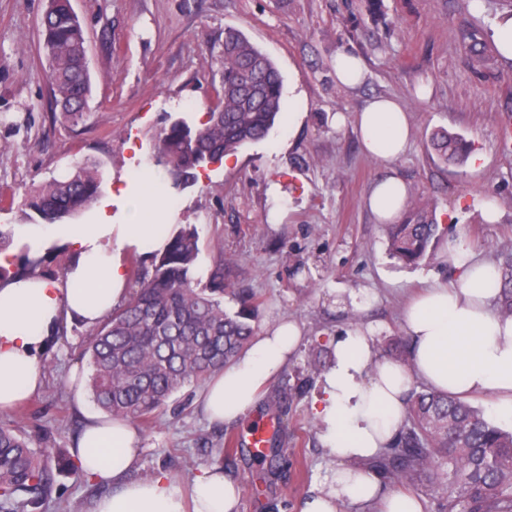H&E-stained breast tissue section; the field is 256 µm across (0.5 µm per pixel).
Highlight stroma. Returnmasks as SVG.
Returning <instances> with one entry per match:
<instances>
[{
    "mask_svg": "<svg viewBox=\"0 0 512 512\" xmlns=\"http://www.w3.org/2000/svg\"><path fill=\"white\" fill-rule=\"evenodd\" d=\"M84 29L91 98L82 121L67 120L47 82L41 18L47 0H0V227L22 221L32 185L63 177L74 164H106L102 201L126 187L146 164L165 115L210 111L224 78V31L235 28L264 52L283 81V110L263 140L230 162L205 168L197 183L169 199L170 224L195 225V274L207 277L214 243L230 262L224 308L235 294L254 296L257 331L293 319L303 337L275 376L270 396L286 404L275 417L261 404L244 423L209 424L196 404L200 383L184 386L156 424L140 426L142 449L133 478L166 473L191 484L211 466L210 449L233 446L224 471L242 487L239 512H297L298 502L326 487L337 463L325 452L312 409L320 383L295 387L310 358L333 363L336 337L353 329L369 336L379 358L408 348L402 312L422 288L445 282L440 259L405 266L391 258L381 225L364 206L378 179L393 174L411 202H429L435 249L462 239L490 257L512 251V61L491 41L493 26L512 15V0H71ZM479 44L481 56L467 47ZM359 56L362 84L336 81L338 52ZM377 96L399 98L411 114L410 143L391 165L365 156L357 112ZM446 129L470 141L477 165L444 164L431 134ZM496 222L483 216L486 201ZM93 334L64 322L39 358L42 390L19 411H0V424L19 423L34 447L71 449L94 401L78 406L71 374L89 379L85 348ZM276 421L282 465L276 475L255 456L251 428ZM57 473L51 501L35 512H69L73 504L111 492Z\"/></svg>",
    "mask_w": 512,
    "mask_h": 512,
    "instance_id": "1",
    "label": "stroma"
}]
</instances>
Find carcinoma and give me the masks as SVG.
Returning a JSON list of instances; mask_svg holds the SVG:
<instances>
[{
	"mask_svg": "<svg viewBox=\"0 0 512 512\" xmlns=\"http://www.w3.org/2000/svg\"><path fill=\"white\" fill-rule=\"evenodd\" d=\"M43 46L54 68L55 101L79 121L90 94L78 59L83 30H72L64 12L42 26ZM282 110V79L272 61L242 33L224 32V111L209 112L197 125L168 118L154 135L149 161L162 167L174 187L197 181L208 159H223L265 138ZM432 145L445 163L465 162L468 145L457 133L439 130ZM105 163L81 162L67 176L33 187L25 201L31 223L62 224L90 208L102 195ZM433 210L415 205L400 224L384 225L393 257L416 265L436 238ZM52 247L31 259L24 247L16 271L0 265V281L19 275L51 274L43 262ZM200 253L196 229L186 224L164 252L150 256L151 269L137 274V289L98 326L86 348L92 368V399L111 416L147 423L183 386L219 370L255 334L256 304L242 299L224 310V251L216 250L206 281L194 276ZM497 306L512 316V254L499 256ZM53 449L33 448L29 437L0 424V504L7 512L39 507L54 490ZM366 466L383 483L444 485L437 512H512V432L489 423L456 397L411 389L404 424Z\"/></svg>",
	"mask_w": 512,
	"mask_h": 512,
	"instance_id": "carcinoma-1",
	"label": "carcinoma"
}]
</instances>
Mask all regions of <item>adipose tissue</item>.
<instances>
[{"instance_id":"1","label":"adipose tissue","mask_w":512,"mask_h":512,"mask_svg":"<svg viewBox=\"0 0 512 512\" xmlns=\"http://www.w3.org/2000/svg\"><path fill=\"white\" fill-rule=\"evenodd\" d=\"M356 123L370 157L387 164L404 153L409 115L396 99H373ZM127 195L130 211L120 224L104 214L93 224L19 225L33 251L58 242L76 252L77 259L59 281L22 276L0 284V411L41 387L38 356L62 318L94 327L126 301L125 252L147 255L167 246L173 229L164 222L168 202L157 176L140 170ZM407 195L406 182L388 175L371 186L366 207L378 223L394 224ZM440 259L450 280L425 288L404 312L410 340L407 365L379 359L361 331L336 340L335 360L313 409L321 442L338 467L333 482L309 495L300 512H340L346 504L371 505L376 512H423L417 497L383 491L373 474L346 467L373 457L391 441L415 384L459 398L490 397L495 416L512 423V317H502L495 308L497 263L459 239L446 245ZM300 338L292 321L256 336L199 393L204 417L217 425L241 421ZM141 446L130 421L89 416L72 454L89 480L112 485L90 512H239V484L216 467L203 470L188 489L165 474L132 478Z\"/></svg>"}]
</instances>
